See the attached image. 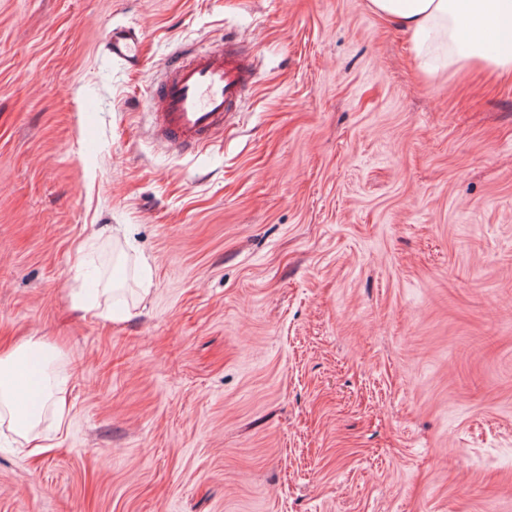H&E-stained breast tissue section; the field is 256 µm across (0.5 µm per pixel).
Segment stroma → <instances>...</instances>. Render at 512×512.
<instances>
[{"instance_id":"stroma-1","label":"stroma","mask_w":512,"mask_h":512,"mask_svg":"<svg viewBox=\"0 0 512 512\" xmlns=\"http://www.w3.org/2000/svg\"><path fill=\"white\" fill-rule=\"evenodd\" d=\"M227 41L243 112L167 151L154 85ZM115 288L129 320L72 308ZM32 336L71 411L38 456L0 427V512H512V77L426 78L369 0H0V348ZM105 49L113 59L131 68H141L144 65L142 40L135 30L129 28H112Z\"/></svg>"}]
</instances>
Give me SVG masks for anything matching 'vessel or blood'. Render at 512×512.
Returning a JSON list of instances; mask_svg holds the SVG:
<instances>
[{
    "label": "vessel or blood",
    "mask_w": 512,
    "mask_h": 512,
    "mask_svg": "<svg viewBox=\"0 0 512 512\" xmlns=\"http://www.w3.org/2000/svg\"><path fill=\"white\" fill-rule=\"evenodd\" d=\"M105 49L128 67L144 65L142 40L135 30L112 29ZM255 83L254 60L242 46L228 43L220 50L184 53L155 86L152 132L175 152L196 153L223 133L225 122L237 114Z\"/></svg>",
    "instance_id": "obj_1"
}]
</instances>
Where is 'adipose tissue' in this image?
I'll return each mask as SVG.
<instances>
[{"label":"adipose tissue","instance_id":"obj_1","mask_svg":"<svg viewBox=\"0 0 512 512\" xmlns=\"http://www.w3.org/2000/svg\"><path fill=\"white\" fill-rule=\"evenodd\" d=\"M383 22L403 30L416 50L435 37L448 46V67L476 65L512 74V0H369ZM53 348L37 339L0 353V408L21 437L38 426L44 411L64 425L70 406L66 379H51Z\"/></svg>","mask_w":512,"mask_h":512}]
</instances>
